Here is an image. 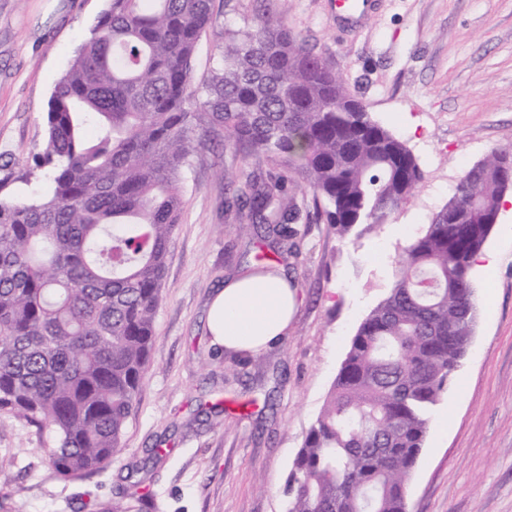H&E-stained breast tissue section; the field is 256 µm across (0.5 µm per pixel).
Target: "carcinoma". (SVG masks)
I'll return each mask as SVG.
<instances>
[{"instance_id":"obj_1","label":"carcinoma","mask_w":512,"mask_h":512,"mask_svg":"<svg viewBox=\"0 0 512 512\" xmlns=\"http://www.w3.org/2000/svg\"><path fill=\"white\" fill-rule=\"evenodd\" d=\"M215 29L214 0H108L48 101L43 152L19 176L41 174L46 189L0 200V411L47 434L59 480L124 452L199 135L273 166L235 200L272 247L298 235L294 180L316 219L343 230L385 223L423 180L406 144L277 17L222 29V63L196 84L199 42ZM509 189L512 152L493 149L400 248L389 293L293 459L286 512H407L432 408L474 333L472 258ZM148 488L139 478L82 509L145 512Z\"/></svg>"}]
</instances>
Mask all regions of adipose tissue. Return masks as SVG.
I'll list each match as a JSON object with an SVG mask.
<instances>
[{
    "label": "adipose tissue",
    "instance_id": "obj_1",
    "mask_svg": "<svg viewBox=\"0 0 512 512\" xmlns=\"http://www.w3.org/2000/svg\"><path fill=\"white\" fill-rule=\"evenodd\" d=\"M298 304L284 273H249L229 280L209 305L207 325L216 348L254 353L280 342Z\"/></svg>",
    "mask_w": 512,
    "mask_h": 512
}]
</instances>
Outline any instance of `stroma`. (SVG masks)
I'll list each match as a JSON object with an SVG mask.
<instances>
[{"instance_id": "stroma-1", "label": "stroma", "mask_w": 512, "mask_h": 512, "mask_svg": "<svg viewBox=\"0 0 512 512\" xmlns=\"http://www.w3.org/2000/svg\"><path fill=\"white\" fill-rule=\"evenodd\" d=\"M107 0H0V199L25 202L45 184L20 173L45 147L59 78ZM217 23L268 14L335 66L374 120L413 152L420 193L384 224L348 230L301 220L280 266L299 303L283 344L244 356L212 346L207 311L257 246L227 206L268 163L203 140L183 170L185 207L167 259L163 300L125 451L89 479H56L44 434L0 412V502L7 512H81L110 500L150 448L167 455L147 480L148 512H284L293 458L321 411L366 315L388 294L398 250L429 224L463 171L512 150V0H373L361 23L330 0H215ZM234 183H227L226 174ZM494 273L474 269L479 315L469 351L435 406L412 473L408 512H512V208L485 244ZM223 394V416L201 404Z\"/></svg>"}]
</instances>
